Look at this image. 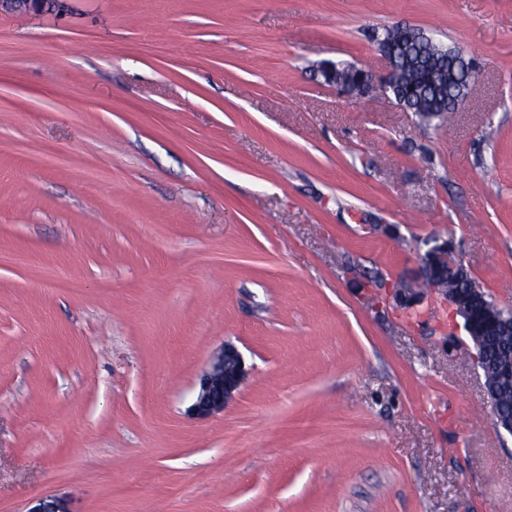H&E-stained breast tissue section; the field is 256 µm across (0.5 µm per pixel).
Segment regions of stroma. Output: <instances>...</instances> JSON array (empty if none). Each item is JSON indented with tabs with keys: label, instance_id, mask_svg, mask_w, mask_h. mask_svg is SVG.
Here are the masks:
<instances>
[{
	"label": "stroma",
	"instance_id": "stroma-1",
	"mask_svg": "<svg viewBox=\"0 0 512 512\" xmlns=\"http://www.w3.org/2000/svg\"><path fill=\"white\" fill-rule=\"evenodd\" d=\"M396 25L477 72L445 129L316 73L384 72ZM1 138L0 512H512L460 318L395 289L439 237L512 309V0L0 14ZM227 341L246 380L195 418Z\"/></svg>",
	"mask_w": 512,
	"mask_h": 512
}]
</instances>
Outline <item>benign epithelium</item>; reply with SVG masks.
Listing matches in <instances>:
<instances>
[{
    "label": "benign epithelium",
    "mask_w": 512,
    "mask_h": 512,
    "mask_svg": "<svg viewBox=\"0 0 512 512\" xmlns=\"http://www.w3.org/2000/svg\"><path fill=\"white\" fill-rule=\"evenodd\" d=\"M68 10L67 0H0V13L19 15H39L45 13L62 14ZM386 60L388 69L385 76L377 78L375 72L362 70L354 65L337 67L336 63L325 61L319 66V73L324 82L341 90L363 95L369 93L376 81H381L385 92L394 93L399 78L398 61L391 48H379ZM427 249L421 256L419 277L409 283L400 285L401 297L405 303L412 304L422 297L420 287L429 281V289L441 294L454 313L463 321V326L476 348V357L485 377V389L490 403L491 417L496 429L512 435V414L503 410L496 379L512 374V364L507 361L489 359L483 342L485 332L503 324L512 329V317H505L492 308H486L482 314L477 313L472 304V296L480 289L469 287H448L446 271L455 270L460 263L455 260L450 244L446 240L433 238L426 242ZM244 359L238 348L231 343H224L216 349L210 358L209 368L201 375L194 403L189 409L191 415L205 419L224 411L239 394L246 379ZM25 512H71L69 501L62 496L41 497L32 501Z\"/></svg>",
    "instance_id": "obj_1"
}]
</instances>
